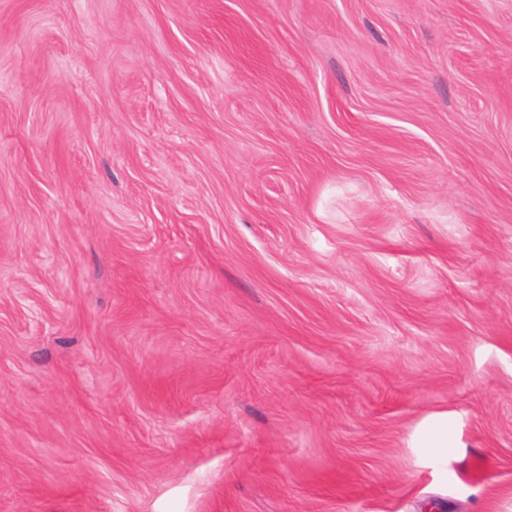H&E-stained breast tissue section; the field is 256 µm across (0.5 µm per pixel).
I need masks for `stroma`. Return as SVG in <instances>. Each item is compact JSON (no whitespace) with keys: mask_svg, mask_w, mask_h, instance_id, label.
I'll return each instance as SVG.
<instances>
[{"mask_svg":"<svg viewBox=\"0 0 512 512\" xmlns=\"http://www.w3.org/2000/svg\"><path fill=\"white\" fill-rule=\"evenodd\" d=\"M433 507L512 512V0H0V512ZM431 456H442L448 451L447 421L435 419L424 435L421 447Z\"/></svg>","mask_w":512,"mask_h":512,"instance_id":"obj_1","label":"stroma"}]
</instances>
